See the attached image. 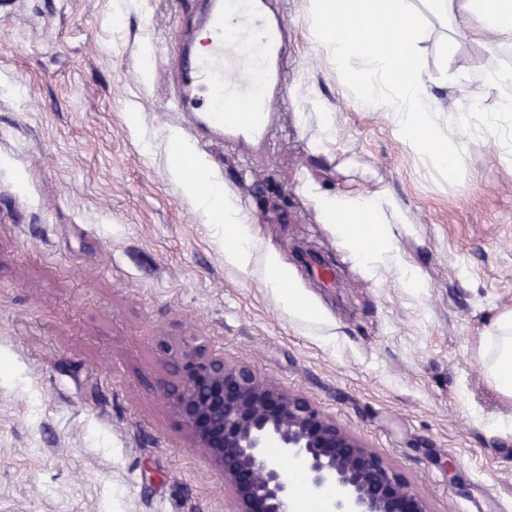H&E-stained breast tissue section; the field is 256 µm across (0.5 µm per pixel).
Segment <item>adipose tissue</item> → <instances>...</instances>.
I'll return each instance as SVG.
<instances>
[{
  "label": "adipose tissue",
  "instance_id": "obj_1",
  "mask_svg": "<svg viewBox=\"0 0 512 512\" xmlns=\"http://www.w3.org/2000/svg\"><path fill=\"white\" fill-rule=\"evenodd\" d=\"M419 0H315L322 19L320 35L332 47L336 66L347 70L352 61L362 66L367 91L390 83L398 90L392 109L400 129L420 148L437 156L445 167L456 164L455 150H444L432 137L433 129L427 81L412 60V48L420 38L423 16ZM431 10L461 18L475 29H492L506 42L512 41V0H429ZM184 187L211 223L221 225L230 247L228 261L248 266L251 243L233 201L205 168H197ZM336 235L354 255L368 263L387 250L384 225L371 227L369 240H362L356 227L340 224ZM481 361L489 380L504 396L512 398V310L497 315L482 338Z\"/></svg>",
  "mask_w": 512,
  "mask_h": 512
}]
</instances>
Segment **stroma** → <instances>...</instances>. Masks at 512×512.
I'll list each match as a JSON object with an SVG mask.
<instances>
[{"label": "stroma", "instance_id": "obj_1", "mask_svg": "<svg viewBox=\"0 0 512 512\" xmlns=\"http://www.w3.org/2000/svg\"><path fill=\"white\" fill-rule=\"evenodd\" d=\"M279 9L293 61L269 141L186 156L239 209L241 268L169 149L204 0H0V512H230L166 390L197 345L305 396L431 512H512V435L492 427L512 398L478 356L512 309V114L455 120L456 74L512 69V46L425 15L448 169L398 130L391 89L367 106L337 73L312 0ZM364 197L390 239L369 269L326 207ZM272 253L312 317L268 286Z\"/></svg>", "mask_w": 512, "mask_h": 512}]
</instances>
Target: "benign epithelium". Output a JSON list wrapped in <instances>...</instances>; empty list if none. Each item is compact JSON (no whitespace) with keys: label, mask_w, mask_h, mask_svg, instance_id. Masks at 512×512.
Returning a JSON list of instances; mask_svg holds the SVG:
<instances>
[{"label":"benign epithelium","mask_w":512,"mask_h":512,"mask_svg":"<svg viewBox=\"0 0 512 512\" xmlns=\"http://www.w3.org/2000/svg\"><path fill=\"white\" fill-rule=\"evenodd\" d=\"M174 370V408L223 474L233 512H286L282 459L300 464L312 492L333 496L331 512H430L400 474L304 396L200 346L183 350Z\"/></svg>","instance_id":"obj_1"}]
</instances>
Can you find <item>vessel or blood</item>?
Listing matches in <instances>:
<instances>
[{
    "label": "vessel or blood",
    "instance_id": "vessel-or-blood-1",
    "mask_svg": "<svg viewBox=\"0 0 512 512\" xmlns=\"http://www.w3.org/2000/svg\"><path fill=\"white\" fill-rule=\"evenodd\" d=\"M206 3L207 47L184 50L177 106L195 136L265 142L288 91L287 25L271 0Z\"/></svg>",
    "mask_w": 512,
    "mask_h": 512
}]
</instances>
